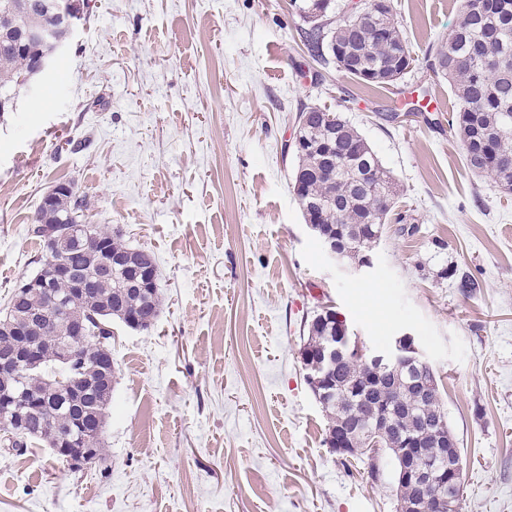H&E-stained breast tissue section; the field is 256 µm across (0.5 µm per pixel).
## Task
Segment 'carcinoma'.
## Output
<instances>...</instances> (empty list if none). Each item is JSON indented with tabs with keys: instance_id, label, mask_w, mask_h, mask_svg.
<instances>
[{
	"instance_id": "obj_1",
	"label": "carcinoma",
	"mask_w": 512,
	"mask_h": 512,
	"mask_svg": "<svg viewBox=\"0 0 512 512\" xmlns=\"http://www.w3.org/2000/svg\"><path fill=\"white\" fill-rule=\"evenodd\" d=\"M18 20L25 26L38 27L51 22L50 17L28 7L29 0H13ZM306 26L299 37L311 59L321 65L334 64L361 83L383 88L399 80L413 63L410 47L398 26L392 5L373 17L357 20V10L335 15L334 0H303L299 6ZM39 48L25 49L0 56V88L16 93L24 84L30 62ZM432 71L448 80L458 109L453 122L465 151L468 168L494 179L505 192H512V0H460L455 28L448 41L432 53ZM297 127L306 145L295 151L297 164L293 171V190L300 199L303 217L313 215L324 233L347 242L349 259L362 260L373 252L384 233L387 216L397 194L390 171L372 150L366 139L352 126L332 112L306 106L297 114ZM54 207H39L32 232L45 248L43 233L68 234L70 226L81 221L87 207L85 196L67 181ZM90 237L110 241L112 250L130 252L137 258L143 250L131 247L120 231H103L87 225ZM60 259L74 270L89 272L93 265L90 247H71ZM92 291L80 301L85 336H69L75 357L62 367L54 344L45 346L35 361L21 364L17 383L43 400L39 409L27 416L21 432L7 438V446L23 451L34 444L54 448L55 439L73 424L77 417L90 423L106 421L112 403V390L97 397H86L79 408L71 410L64 382L91 374H99L114 382L112 370V320L118 319L135 330L153 327L162 311L159 289L138 290V284L125 274L114 275L112 282H91ZM337 311L316 315L303 332L305 349L314 350L335 335ZM309 386L323 392L325 378L336 386L335 393L321 401L327 419L326 435L336 433L339 425L356 426L348 413L351 406L342 404L346 388L358 382L371 396L386 379L375 375L363 363L338 359L329 372L320 366L305 369ZM392 400L403 409L396 425L384 429L383 447L400 444V437L428 422L425 440L434 433L449 429L448 417L441 401L439 386L408 413L409 391L404 386L393 389ZM85 447L95 449V466L105 465L110 457L103 433L87 436Z\"/></svg>"
}]
</instances>
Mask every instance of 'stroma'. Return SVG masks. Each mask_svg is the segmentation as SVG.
Wrapping results in <instances>:
<instances>
[{
    "mask_svg": "<svg viewBox=\"0 0 512 512\" xmlns=\"http://www.w3.org/2000/svg\"><path fill=\"white\" fill-rule=\"evenodd\" d=\"M392 6L415 63L381 89L309 58L294 0H90L0 121V312L38 269L30 228L62 180L86 223L153 255L164 304L151 330L112 326L107 469L0 445V512H398L387 454L374 475L325 443L299 351L326 306L367 345L414 336L461 448L460 512H512V193L467 168L429 67L459 0ZM305 104L395 179L372 267L339 268L306 226L285 149Z\"/></svg>",
    "mask_w": 512,
    "mask_h": 512,
    "instance_id": "obj_1",
    "label": "stroma"
}]
</instances>
